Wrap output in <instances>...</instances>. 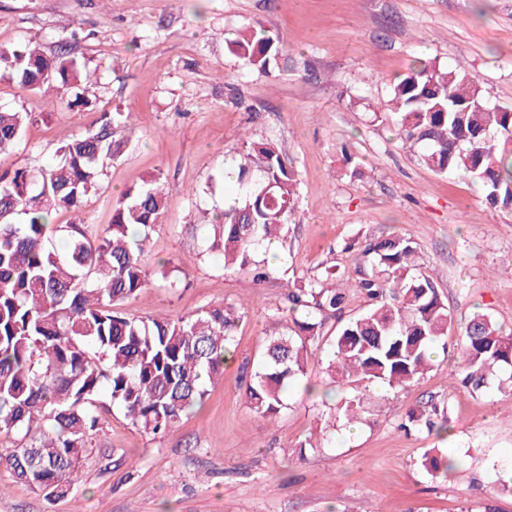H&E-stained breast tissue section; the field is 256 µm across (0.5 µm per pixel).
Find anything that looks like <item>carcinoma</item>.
Here are the masks:
<instances>
[{
	"instance_id": "obj_1",
	"label": "carcinoma",
	"mask_w": 512,
	"mask_h": 512,
	"mask_svg": "<svg viewBox=\"0 0 512 512\" xmlns=\"http://www.w3.org/2000/svg\"><path fill=\"white\" fill-rule=\"evenodd\" d=\"M229 51L269 74L286 59L278 33L257 22L238 32ZM84 66L33 42L0 45V79L35 93L45 85L87 106ZM471 107L465 112L463 108ZM397 137L420 149L422 162L444 175L463 172L480 183L492 205H512V112L490 104L479 81L458 63L441 68L417 58L391 86ZM30 112L0 109V152L13 148ZM129 112H105L100 127L67 138L54 161L33 171L0 173V434L18 442L0 454V469L55 499L68 495L109 406L147 434L169 433L201 406L224 372L237 321L233 307L210 305L190 317L135 318L123 305L147 284L148 243L166 213L161 174L127 189L96 242L82 222L59 225L53 213H79L97 193L105 164L127 143L119 137ZM232 188L235 204L213 224H193L202 254L224 258V269L269 274L266 248L285 239L297 200V174L276 143L246 141ZM61 236L66 248L54 242ZM365 263L354 288L368 308L330 341L324 373L337 386L405 388L433 366L454 318L433 279L416 263L415 242L389 234L346 243ZM345 271L296 280L285 295L287 332L268 340L246 388L249 408L273 419L291 383L307 376V342L320 337L327 314H340L349 292L335 286ZM464 361L452 367L472 395L496 385L512 393V331L488 314L460 324ZM445 403L433 397L410 409L402 428L447 430ZM422 466L433 479L461 470L464 459L436 448Z\"/></svg>"
}]
</instances>
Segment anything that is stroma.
Returning <instances> with one entry per match:
<instances>
[{"instance_id": "obj_1", "label": "stroma", "mask_w": 512, "mask_h": 512, "mask_svg": "<svg viewBox=\"0 0 512 512\" xmlns=\"http://www.w3.org/2000/svg\"><path fill=\"white\" fill-rule=\"evenodd\" d=\"M257 20L280 35L288 59L269 75L225 42ZM29 40L87 64L90 104L72 108L55 92L0 80V108L32 114L0 172L38 168L63 139L96 130L103 113H131L127 149L98 192L55 223L79 220L99 234L122 192L162 173L166 217L146 258L149 284L125 312L191 315L223 302L240 320L223 381L176 431L146 434L112 410L68 497L47 498L2 470L0 512H512L499 483L512 471V395L455 389L456 345L407 388H366L359 423L342 422L351 393L332 390L322 362L341 319L365 308L361 295L309 342L308 378L289 391L287 409L268 420L245 401L267 340L283 330L275 315L289 279L334 264L360 278L364 266L342 251L354 237H410L456 320L482 311L512 330V209L487 204L479 183L421 163L389 110L393 80L416 57L464 63L489 102L512 107V0H0V44ZM246 136L273 140L299 182L288 235L261 283L203 255L191 232L201 210L223 208L224 192L195 198L189 188L205 187ZM345 145L360 177L343 173ZM166 270L176 289L164 288ZM431 397L448 405L450 437L405 433L407 410ZM309 437L319 448L300 450ZM432 448L464 457L465 472L432 479L421 465Z\"/></svg>"}]
</instances>
